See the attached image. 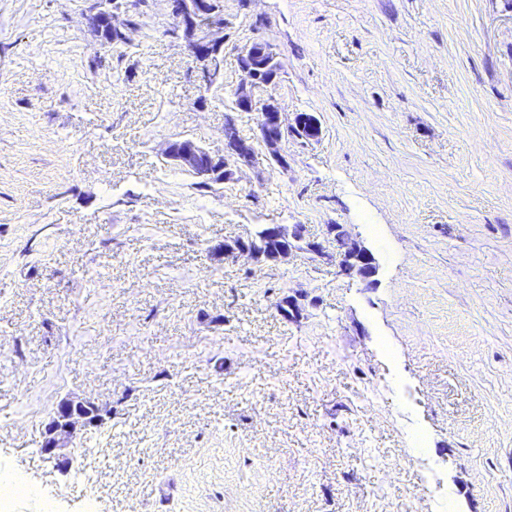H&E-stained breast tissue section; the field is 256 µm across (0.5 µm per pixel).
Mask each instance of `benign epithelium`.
Returning a JSON list of instances; mask_svg holds the SVG:
<instances>
[{
  "label": "benign epithelium",
  "mask_w": 512,
  "mask_h": 512,
  "mask_svg": "<svg viewBox=\"0 0 512 512\" xmlns=\"http://www.w3.org/2000/svg\"><path fill=\"white\" fill-rule=\"evenodd\" d=\"M169 8L175 19L172 35L185 41L202 86L208 90L215 83L216 66L224 61V9L214 7L212 0H169ZM125 9L126 0H97L96 12L89 18L90 25L97 28L96 17L104 16L111 29L113 45H125L131 41L130 33L135 30L132 21H117L118 13ZM239 66L244 79L233 90V105L239 111L259 112L257 135H242L228 116L224 121L222 150H209L190 138L170 140L164 149L165 158L173 164L212 183L233 181L241 169L256 167L258 143L265 149L266 160L286 171L288 155L282 146L288 135L313 141L322 133L320 122L312 113L297 112L290 120L273 96L262 102L255 100L256 90L275 87L282 70L269 41L259 38L247 45L240 53ZM329 231L334 234L340 250L343 270L356 274L369 286L374 284L377 265L370 250L342 224L329 225ZM295 249L317 257L325 256L321 243L305 240L304 225L272 224L263 227L257 237L249 235L224 244V257H245L276 265ZM102 422L101 408L96 403L74 397L62 399L45 426L43 452L58 458L62 466H69L70 458L63 449L76 431L99 426Z\"/></svg>",
  "instance_id": "7a95c632"
}]
</instances>
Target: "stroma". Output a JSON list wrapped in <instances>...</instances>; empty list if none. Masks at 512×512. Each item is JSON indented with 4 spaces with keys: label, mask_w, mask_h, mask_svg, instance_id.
<instances>
[{
    "label": "stroma",
    "mask_w": 512,
    "mask_h": 512,
    "mask_svg": "<svg viewBox=\"0 0 512 512\" xmlns=\"http://www.w3.org/2000/svg\"><path fill=\"white\" fill-rule=\"evenodd\" d=\"M92 4L0 0V476L36 489L8 512H512V0H224L207 91L166 0L118 47ZM259 37L256 99L322 134L200 187L163 150L255 134ZM269 224L325 257L225 258ZM65 397L112 411L67 471ZM340 250L343 271L355 273L368 286L374 284L372 279L377 274L376 260L363 243L344 229L343 224L328 226ZM102 422L101 408L96 403L74 397L64 398L45 426L42 450L56 457L62 466L68 467L70 458L61 451L67 447L76 431L99 426Z\"/></svg>",
    "instance_id": "1"
}]
</instances>
